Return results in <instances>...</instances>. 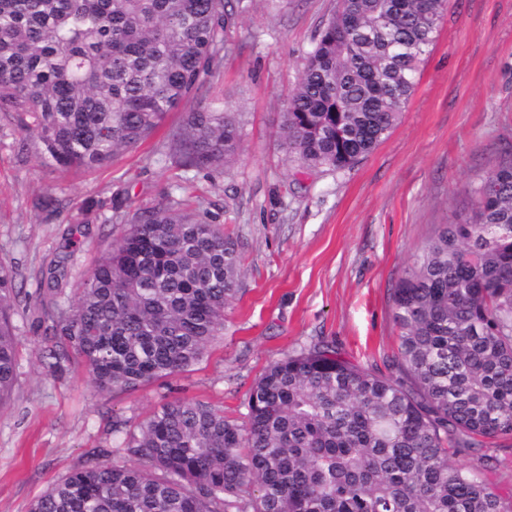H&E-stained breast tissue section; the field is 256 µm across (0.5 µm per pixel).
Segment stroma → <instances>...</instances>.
Returning <instances> with one entry per match:
<instances>
[{
  "label": "stroma",
  "instance_id": "1",
  "mask_svg": "<svg viewBox=\"0 0 512 512\" xmlns=\"http://www.w3.org/2000/svg\"><path fill=\"white\" fill-rule=\"evenodd\" d=\"M204 98L219 97L242 127L237 160L183 170L153 156L156 138L111 165L65 170L18 155L0 130V265L15 276L18 378L0 407V512L30 504L112 440V419L143 420L175 399L244 416L246 395L274 360L318 339L387 373L398 346L393 290L437 225L472 207L471 185L512 159V0H447L412 96L389 136L353 168L308 169L280 145L284 101L336 0H248ZM218 215L240 253L239 292L223 335L202 361L137 390L98 391L84 363L50 365L39 311L51 264L77 284L108 249L120 215L161 201L173 185ZM62 202L46 218V193ZM487 478L512 512V439L492 440Z\"/></svg>",
  "mask_w": 512,
  "mask_h": 512
}]
</instances>
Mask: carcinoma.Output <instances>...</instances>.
<instances>
[{
	"mask_svg": "<svg viewBox=\"0 0 512 512\" xmlns=\"http://www.w3.org/2000/svg\"><path fill=\"white\" fill-rule=\"evenodd\" d=\"M246 0H0V128L63 169L110 164L199 94ZM444 0H337L288 94L281 134L307 168H352L389 134L433 44ZM242 133L221 99L199 101L158 149L204 170ZM173 191L127 227L65 296L49 272L52 367L78 356L96 388L136 390L190 370L224 329L239 253L217 217ZM412 255L393 294L392 367L358 366L327 341L271 362L241 422L175 399L35 499L29 512H505L481 467L451 458L512 436V161L472 189ZM61 201L37 208L51 218ZM15 279L0 266V406L18 362Z\"/></svg>",
	"mask_w": 512,
	"mask_h": 512,
	"instance_id": "1",
	"label": "carcinoma"
}]
</instances>
